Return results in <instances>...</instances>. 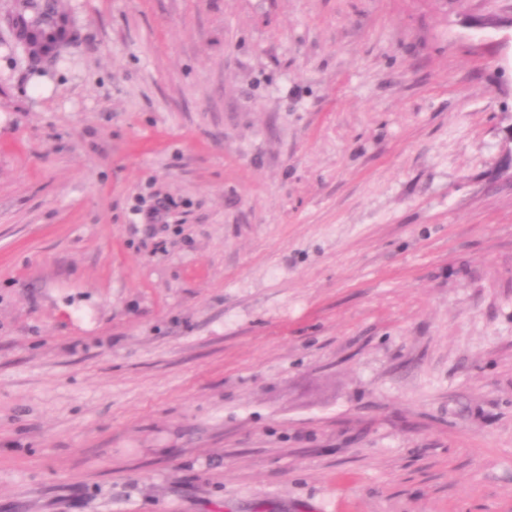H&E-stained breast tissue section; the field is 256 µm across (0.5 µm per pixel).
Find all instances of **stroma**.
<instances>
[{
  "label": "stroma",
  "mask_w": 512,
  "mask_h": 512,
  "mask_svg": "<svg viewBox=\"0 0 512 512\" xmlns=\"http://www.w3.org/2000/svg\"><path fill=\"white\" fill-rule=\"evenodd\" d=\"M27 2L0 512H512V0Z\"/></svg>",
  "instance_id": "1"
}]
</instances>
